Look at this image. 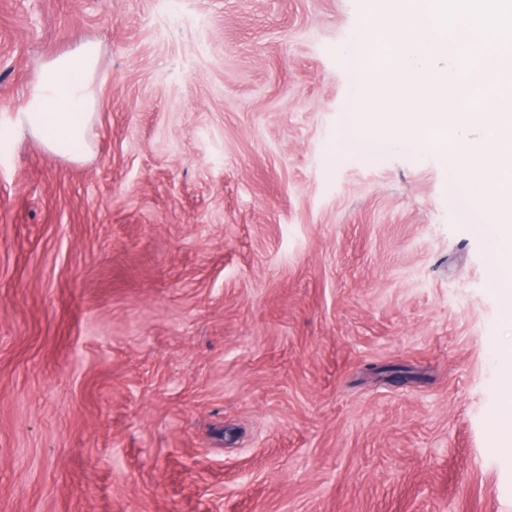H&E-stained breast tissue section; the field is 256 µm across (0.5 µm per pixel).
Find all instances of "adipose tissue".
<instances>
[{"label":"adipose tissue","instance_id":"obj_1","mask_svg":"<svg viewBox=\"0 0 512 512\" xmlns=\"http://www.w3.org/2000/svg\"><path fill=\"white\" fill-rule=\"evenodd\" d=\"M100 51L99 43L89 40L48 60L30 85L25 106L0 128V146L14 148L32 138L56 155L84 158L89 152Z\"/></svg>","mask_w":512,"mask_h":512}]
</instances>
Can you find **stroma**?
<instances>
[{
    "instance_id": "stroma-1",
    "label": "stroma",
    "mask_w": 512,
    "mask_h": 512,
    "mask_svg": "<svg viewBox=\"0 0 512 512\" xmlns=\"http://www.w3.org/2000/svg\"><path fill=\"white\" fill-rule=\"evenodd\" d=\"M365 0H0V512H512V312L436 151L348 137ZM101 47L89 40L48 60L30 85L25 106L0 128L1 148H16L25 138L48 151L80 160L89 153L88 130L94 118L95 76Z\"/></svg>"
}]
</instances>
